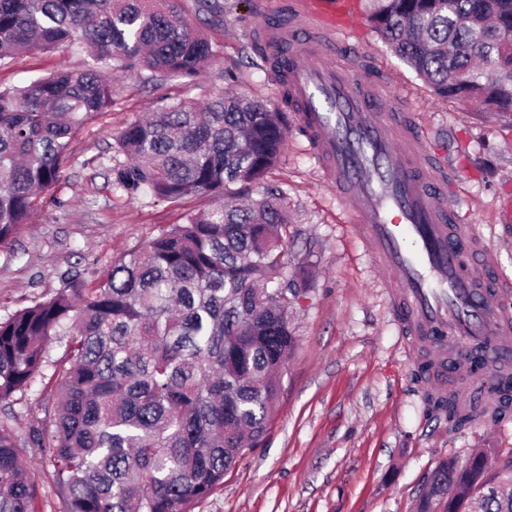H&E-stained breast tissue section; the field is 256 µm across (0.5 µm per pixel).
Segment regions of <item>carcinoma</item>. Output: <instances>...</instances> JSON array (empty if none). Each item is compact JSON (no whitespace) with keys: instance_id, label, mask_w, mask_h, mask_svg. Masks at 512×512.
I'll use <instances>...</instances> for the list:
<instances>
[{"instance_id":"1","label":"carcinoma","mask_w":512,"mask_h":512,"mask_svg":"<svg viewBox=\"0 0 512 512\" xmlns=\"http://www.w3.org/2000/svg\"><path fill=\"white\" fill-rule=\"evenodd\" d=\"M371 28L444 100L512 113V0H370ZM77 45V71L0 88V246L31 224L64 179L78 131L112 107V76L148 70L194 79L217 55L177 0H0V60ZM288 113L235 95L177 101L127 125L117 185L216 204L160 230L97 278L66 277L54 296L0 316V403L30 390L64 343L49 421L29 432L66 512H193L266 431L296 344L290 315L306 292L288 277L287 198L247 207L232 187L277 163ZM487 384L512 406V373ZM448 422L467 413L448 393ZM32 464L0 425V512H36ZM416 512H512V456L488 448L440 463Z\"/></svg>"}]
</instances>
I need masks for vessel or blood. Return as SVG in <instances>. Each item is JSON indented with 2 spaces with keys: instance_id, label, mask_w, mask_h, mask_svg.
<instances>
[{
  "instance_id": "vessel-or-blood-1",
  "label": "vessel or blood",
  "mask_w": 512,
  "mask_h": 512,
  "mask_svg": "<svg viewBox=\"0 0 512 512\" xmlns=\"http://www.w3.org/2000/svg\"><path fill=\"white\" fill-rule=\"evenodd\" d=\"M350 0H300L286 23L261 24L268 50L301 47L288 69L296 119L307 128L323 179L345 203L353 229L398 311L408 348L437 370L424 381L446 393L440 373L461 351L481 354L483 378L512 358L500 287H489L472 251L482 236L445 197L454 180L435 167L417 117L396 111L388 80L353 72L348 41Z\"/></svg>"
}]
</instances>
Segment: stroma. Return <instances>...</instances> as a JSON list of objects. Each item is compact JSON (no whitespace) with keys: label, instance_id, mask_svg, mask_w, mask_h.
<instances>
[{"label":"stroma","instance_id":"stroma-1","mask_svg":"<svg viewBox=\"0 0 512 512\" xmlns=\"http://www.w3.org/2000/svg\"><path fill=\"white\" fill-rule=\"evenodd\" d=\"M212 2L206 8L179 0L187 20L219 47L198 77L159 81L145 71L113 79L112 108L79 133L64 181L40 200L35 224L0 248L1 316L52 297L66 275L104 273L160 228L210 206L205 195L168 200L119 189L110 167L125 161L115 149L124 126L168 102H201L225 91L281 105L280 89L251 45L256 25L287 11L290 0ZM352 25L354 42L403 89L436 160L454 172L448 203L483 232L486 249L476 260L490 278L506 280L504 301L512 306V120L435 96L373 32L364 8ZM84 60L73 48L23 54L0 62V85L21 87ZM266 184L288 197L290 261L312 263L314 277L292 313L296 345L265 434L193 512H414L443 459L512 449V420L454 431L432 410L416 356L405 351L378 274L342 203L322 182L305 134L290 131ZM54 396L53 383L40 380L0 409V421L12 425L34 462L42 451L28 433L41 426L44 403Z\"/></svg>","mask_w":512,"mask_h":512}]
</instances>
